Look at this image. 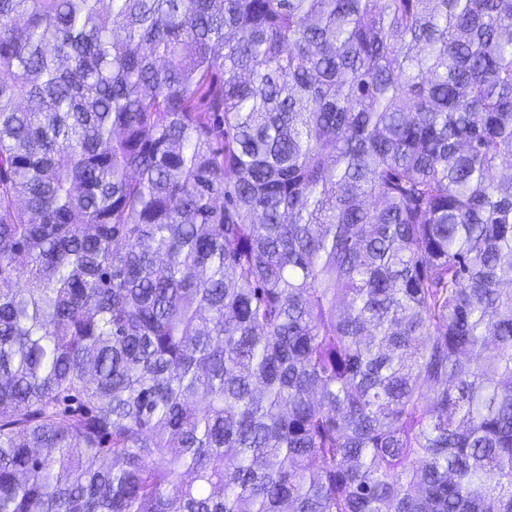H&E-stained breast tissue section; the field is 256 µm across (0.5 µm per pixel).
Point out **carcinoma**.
I'll return each instance as SVG.
<instances>
[{
	"label": "carcinoma",
	"instance_id": "cac0c4a2",
	"mask_svg": "<svg viewBox=\"0 0 512 512\" xmlns=\"http://www.w3.org/2000/svg\"><path fill=\"white\" fill-rule=\"evenodd\" d=\"M0 512H512V0H0Z\"/></svg>",
	"mask_w": 512,
	"mask_h": 512
}]
</instances>
